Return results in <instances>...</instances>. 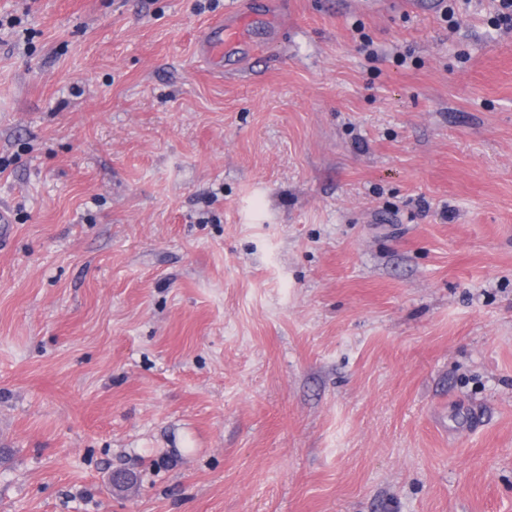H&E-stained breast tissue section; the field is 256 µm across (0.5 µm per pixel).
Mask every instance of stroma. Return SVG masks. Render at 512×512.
<instances>
[{
    "instance_id": "stroma-1",
    "label": "stroma",
    "mask_w": 512,
    "mask_h": 512,
    "mask_svg": "<svg viewBox=\"0 0 512 512\" xmlns=\"http://www.w3.org/2000/svg\"><path fill=\"white\" fill-rule=\"evenodd\" d=\"M246 2L0 0V512H512V29ZM265 17L255 12L226 14L224 19L209 25L199 41V55L213 68L224 69V60L234 59V51L246 42L245 28L248 22Z\"/></svg>"
}]
</instances>
